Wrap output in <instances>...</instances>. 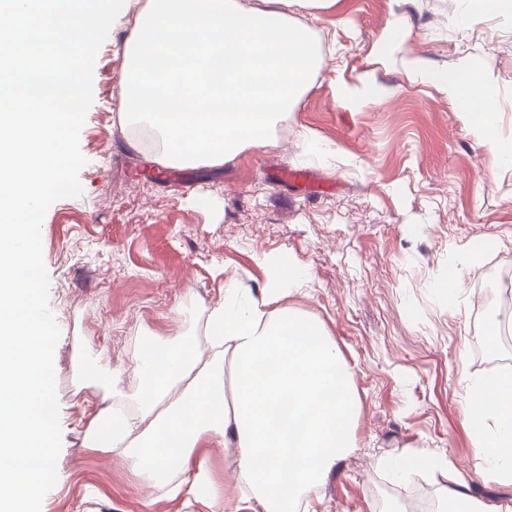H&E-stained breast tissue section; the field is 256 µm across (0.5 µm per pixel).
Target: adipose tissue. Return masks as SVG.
<instances>
[{"label":"adipose tissue","mask_w":512,"mask_h":512,"mask_svg":"<svg viewBox=\"0 0 512 512\" xmlns=\"http://www.w3.org/2000/svg\"><path fill=\"white\" fill-rule=\"evenodd\" d=\"M421 80L447 91L503 164L512 141L499 137L498 86L468 67L420 71ZM259 293L236 284L208 320L215 353L204 357L197 338L177 336L135 361L140 378L137 413L97 410L85 445L119 458L140 483L212 492L210 450L238 451L236 480L253 512H309L307 495L355 446L360 399L351 368L323 323L285 305L309 275L288 259L263 256ZM474 451L486 476L512 483V373L471 382L462 407ZM392 474L424 471L442 479L441 512H503L476 499L446 458L412 454L384 459Z\"/></svg>","instance_id":"adipose-tissue-1"}]
</instances>
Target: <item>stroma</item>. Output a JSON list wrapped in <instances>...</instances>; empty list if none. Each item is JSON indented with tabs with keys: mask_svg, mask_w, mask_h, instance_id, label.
<instances>
[{
	"mask_svg": "<svg viewBox=\"0 0 512 512\" xmlns=\"http://www.w3.org/2000/svg\"><path fill=\"white\" fill-rule=\"evenodd\" d=\"M146 3L125 0L96 57L80 131L83 193L55 201L41 225L61 329L62 430L58 480L41 512H250L232 493L209 506L143 487L83 435L111 376L131 404L134 359L153 334L204 336L226 283L259 291L264 254L310 272L286 302L323 322L361 398L356 446L310 493L314 512H388L438 495L432 475L394 478L377 464L426 449L453 462L475 497L512 505V484L481 478L462 418L470 380L512 371V332L492 345L484 335L512 285V166L480 145L444 90L407 71L416 60L489 73L499 135L512 140V13L467 14L461 0H335L319 12L277 0L309 27L321 70L279 118L272 145L221 168L187 167L177 181L128 147L133 132L120 122L128 20ZM398 24L404 40L381 57ZM290 168L308 170L311 186L279 179ZM452 271L451 302L435 285Z\"/></svg>",
	"mask_w": 512,
	"mask_h": 512,
	"instance_id": "1",
	"label": "stroma"
}]
</instances>
